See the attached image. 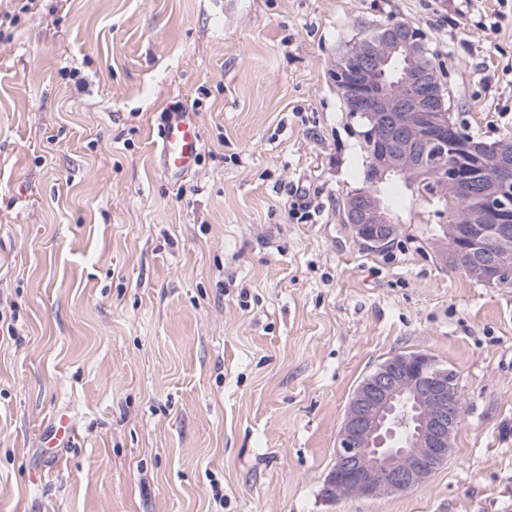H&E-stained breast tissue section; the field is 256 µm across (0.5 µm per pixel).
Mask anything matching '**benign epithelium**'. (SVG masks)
<instances>
[{"mask_svg": "<svg viewBox=\"0 0 512 512\" xmlns=\"http://www.w3.org/2000/svg\"><path fill=\"white\" fill-rule=\"evenodd\" d=\"M331 77L349 110L362 117L360 136L370 150L369 179L349 193L344 211L356 236L385 251L399 225L383 186L399 177L414 191L434 180L454 201H480L450 225L446 244L434 245L438 260L489 288L501 286L512 273V154L498 141L462 134L448 118L422 29L397 21L377 26L353 42ZM415 140L437 147L451 166H425ZM449 374L426 353L397 354L355 387L325 480L331 498L400 494L447 463L461 418Z\"/></svg>", "mask_w": 512, "mask_h": 512, "instance_id": "obj_1", "label": "benign epithelium"}]
</instances>
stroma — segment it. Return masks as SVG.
Segmentation results:
<instances>
[{
    "label": "stroma",
    "mask_w": 512,
    "mask_h": 512,
    "mask_svg": "<svg viewBox=\"0 0 512 512\" xmlns=\"http://www.w3.org/2000/svg\"><path fill=\"white\" fill-rule=\"evenodd\" d=\"M213 2L0 0V512H512V287L441 264L432 203L390 186L396 243L362 247L365 153L330 79L410 20L460 126L512 139V0ZM173 104L203 136L178 184ZM415 351L456 376L447 463L327 501L353 389ZM166 112L159 131L162 173L172 182H181L197 164L203 146L202 133L190 112L174 108Z\"/></svg>",
    "instance_id": "obj_1"
}]
</instances>
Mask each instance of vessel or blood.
I'll return each instance as SVG.
<instances>
[{"mask_svg": "<svg viewBox=\"0 0 512 512\" xmlns=\"http://www.w3.org/2000/svg\"><path fill=\"white\" fill-rule=\"evenodd\" d=\"M203 146L200 128L188 112L168 109L159 131L162 173L170 181H183L195 168Z\"/></svg>", "mask_w": 512, "mask_h": 512, "instance_id": "1", "label": "vessel or blood"}]
</instances>
